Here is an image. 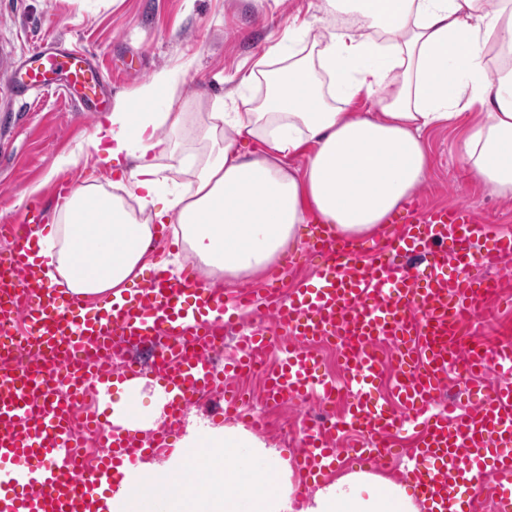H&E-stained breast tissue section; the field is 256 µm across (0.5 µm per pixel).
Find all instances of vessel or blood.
<instances>
[{
    "label": "vessel or blood",
    "mask_w": 512,
    "mask_h": 512,
    "mask_svg": "<svg viewBox=\"0 0 512 512\" xmlns=\"http://www.w3.org/2000/svg\"><path fill=\"white\" fill-rule=\"evenodd\" d=\"M0 71L14 101L50 91L55 78L82 111H100L107 100L91 57L56 41L0 63ZM406 211L413 221L369 249L315 228L314 279L284 293L271 285L229 304L189 264L177 276L150 270L145 283L99 311L40 276L41 203L0 219L12 238L0 254V512H110L102 487L127 478L126 464L165 446L170 432L145 439L110 431L100 415H80L79 401L89 385L109 379L92 365L94 354L143 344L155 348L154 376L179 387L188 403L252 371L256 354L272 350L283 358L266 375L268 401L315 394L330 403L338 389L349 392L342 419L304 430L298 464L308 476L340 455L341 433L363 435L357 459L392 456L389 435L408 421L417 436L416 490L437 512H457L465 482L493 486L497 512H512V343L486 345L474 332L504 284L477 269L511 256L512 235L492 232L464 205L423 213L412 201ZM256 307L264 324L240 337L232 364L213 365L215 345L234 325L231 310ZM330 341L346 373L341 384L321 372L311 348ZM24 350L32 356L27 365L8 364ZM457 372L471 382L493 372L499 382L463 410L443 398ZM79 418L97 431L93 466L73 430Z\"/></svg>",
    "instance_id": "b4317fda"
}]
</instances>
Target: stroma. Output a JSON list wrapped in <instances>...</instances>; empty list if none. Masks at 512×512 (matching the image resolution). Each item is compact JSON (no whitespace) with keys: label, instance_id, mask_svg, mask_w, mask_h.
<instances>
[{"label":"stroma","instance_id":"obj_1","mask_svg":"<svg viewBox=\"0 0 512 512\" xmlns=\"http://www.w3.org/2000/svg\"><path fill=\"white\" fill-rule=\"evenodd\" d=\"M309 2L0 0V57L20 56L51 37L77 46L98 63L113 105L135 100L155 74L179 70L185 81L173 109L193 120L222 104L233 82L249 73L289 20L306 16ZM470 120L466 114L453 126L426 134L429 170L416 196L423 210L465 204L496 229L512 231V201L466 179L455 155ZM97 121L60 91L17 103L0 98V217L17 213L30 199L48 200L60 183L73 190L92 183L112 191L117 177L111 165L78 151ZM235 388L250 395L253 413L266 417L260 437L298 455L301 418L319 407V399L269 405L255 376Z\"/></svg>","mask_w":512,"mask_h":512}]
</instances>
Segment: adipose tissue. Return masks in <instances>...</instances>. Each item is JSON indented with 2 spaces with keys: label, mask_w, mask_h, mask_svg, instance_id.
I'll return each instance as SVG.
<instances>
[{
  "label": "adipose tissue",
  "mask_w": 512,
  "mask_h": 512,
  "mask_svg": "<svg viewBox=\"0 0 512 512\" xmlns=\"http://www.w3.org/2000/svg\"><path fill=\"white\" fill-rule=\"evenodd\" d=\"M345 12L358 27H330L322 16ZM288 40L270 42L243 84L262 83L244 110L209 112L195 128L172 102L180 71L158 73L136 103L119 104L89 138L105 162L128 172L136 207L109 197L84 214L96 185L75 189L55 223L45 225L39 264L55 269L93 308L121 297L146 268L153 227L171 223L207 278L256 276L318 221L356 241L385 224L424 183L426 132L475 115L457 154L475 183L512 199V68L492 72L490 47L512 49V0H324L317 15L292 20ZM360 98L368 112L352 111ZM202 141L180 163L189 192L161 194L157 156L172 146L161 127ZM253 143L250 151L242 143ZM306 153L304 168L288 156ZM96 238L92 264L78 263L77 237ZM112 425L155 428L175 390L135 377L119 383ZM288 457L242 424L188 418L165 461L138 464L116 486L112 512H429L410 479L355 469L337 473L297 498Z\"/></svg>",
  "instance_id": "ef3b65f1"
}]
</instances>
